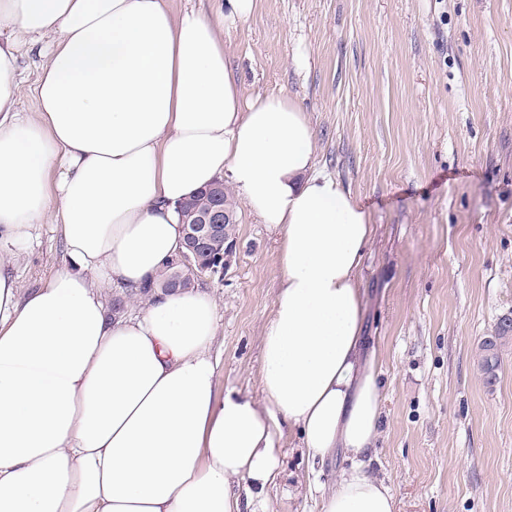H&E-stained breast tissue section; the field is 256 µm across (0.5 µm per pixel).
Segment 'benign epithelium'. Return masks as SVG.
<instances>
[{
	"instance_id": "1",
	"label": "benign epithelium",
	"mask_w": 512,
	"mask_h": 512,
	"mask_svg": "<svg viewBox=\"0 0 512 512\" xmlns=\"http://www.w3.org/2000/svg\"><path fill=\"white\" fill-rule=\"evenodd\" d=\"M230 220V214L224 209L223 202L216 201L209 208L197 212L192 219H186L184 224L183 249L168 262L173 269V285L178 287L186 279L195 282L210 280V277L200 273L195 268V262L209 253L211 241L222 234L224 223ZM238 243L235 240L224 242V251L210 259V263L218 264L217 270H227L237 254Z\"/></svg>"
}]
</instances>
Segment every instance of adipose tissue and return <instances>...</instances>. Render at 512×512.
Listing matches in <instances>:
<instances>
[{"label": "adipose tissue", "instance_id": "ef3b65f1", "mask_svg": "<svg viewBox=\"0 0 512 512\" xmlns=\"http://www.w3.org/2000/svg\"><path fill=\"white\" fill-rule=\"evenodd\" d=\"M254 6L0 0V512H269L290 435L312 474L352 458L322 512H395L360 462L381 420L362 336L375 227L316 169L305 112L234 81L221 32ZM25 43L46 59L32 116ZM223 178L281 237L255 396L217 390L203 285L142 292L182 247L178 205ZM46 224L61 261L21 287ZM107 283L136 311L110 314ZM242 479L262 498L243 500Z\"/></svg>", "mask_w": 512, "mask_h": 512}]
</instances>
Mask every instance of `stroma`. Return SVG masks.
I'll return each mask as SVG.
<instances>
[{
	"label": "stroma",
	"instance_id": "35a3bbf8",
	"mask_svg": "<svg viewBox=\"0 0 512 512\" xmlns=\"http://www.w3.org/2000/svg\"><path fill=\"white\" fill-rule=\"evenodd\" d=\"M245 96L306 112L316 162L369 211L365 348L382 395L367 469L395 512H512V340L495 381L479 348L512 320V0H255L225 28ZM239 249L207 288L221 314L218 388L257 394L261 336L279 288V233L238 212ZM43 229L19 263L46 278ZM272 512H320L285 442Z\"/></svg>",
	"mask_w": 512,
	"mask_h": 512
}]
</instances>
